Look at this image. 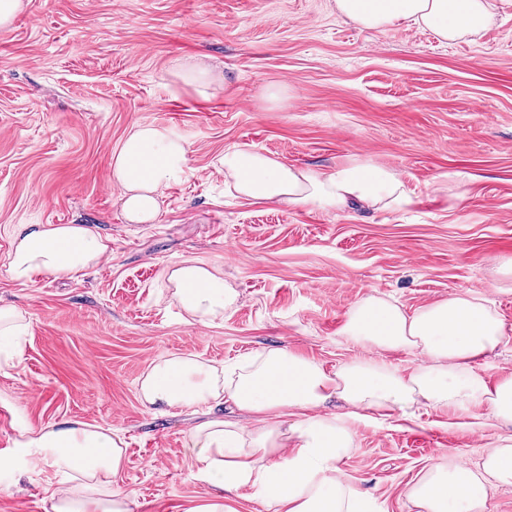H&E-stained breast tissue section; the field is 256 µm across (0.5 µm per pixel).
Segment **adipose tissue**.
<instances>
[{
    "label": "adipose tissue",
    "mask_w": 512,
    "mask_h": 512,
    "mask_svg": "<svg viewBox=\"0 0 512 512\" xmlns=\"http://www.w3.org/2000/svg\"><path fill=\"white\" fill-rule=\"evenodd\" d=\"M340 17L363 28L399 23L429 29L441 41L478 35L493 17L490 0H336ZM189 147L153 125H136L112 155V181L125 218L152 223L163 191L182 173ZM241 197L262 202L343 211L364 206L390 212L409 206L415 191L395 170L371 160L325 169L291 166L260 152L225 149L214 162ZM108 239L85 224H26L7 256L11 278L70 279L111 253ZM172 301L189 322L206 325L223 316L236 294L216 268L184 260L167 271ZM341 333L369 351L414 349L422 362L409 374L371 360L344 364L335 373L285 347L218 368L187 355L154 361L139 383L146 408L225 404L255 425L213 418L189 435L197 475L214 490L218 512L225 493L251 491L269 512H370L366 499L338 475V464L355 447V422L421 406L440 411L480 407L512 424V377L488 384L472 364L507 337L503 321L482 299L457 293L413 314L369 296L349 308ZM344 411L325 414L330 400ZM17 452L0 459V472L31 471L53 464L70 471L72 486L54 491L51 512H133L134 498L116 484L125 442L102 426L65 420L18 431ZM512 487V436L476 462L451 459L425 469L410 488L416 512H486L488 494Z\"/></svg>",
    "instance_id": "obj_1"
}]
</instances>
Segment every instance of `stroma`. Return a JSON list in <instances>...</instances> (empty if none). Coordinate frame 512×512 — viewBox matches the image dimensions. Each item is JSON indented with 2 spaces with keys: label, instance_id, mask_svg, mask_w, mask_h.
<instances>
[{
  "label": "stroma",
  "instance_id": "obj_1",
  "mask_svg": "<svg viewBox=\"0 0 512 512\" xmlns=\"http://www.w3.org/2000/svg\"><path fill=\"white\" fill-rule=\"evenodd\" d=\"M494 3L478 37L453 43L343 21L336 0H29L0 29V304L26 324L20 358L0 368V456L23 426L109 427L127 444L117 484L134 512H196L212 496L188 435L225 410H146L153 361L221 366L285 346L329 372L367 357L410 372L417 351L370 354L341 335L367 296L411 313L464 291L512 335V0ZM177 62L207 67L221 93L175 86ZM135 123L189 146L151 224L125 221L112 183ZM233 146L317 169L372 160L417 199L402 212L250 202L212 165ZM24 224H87L112 252L83 276L20 285L5 259ZM185 259L221 268L238 294L210 325L170 299L165 272ZM356 430L339 469L372 512H412L424 469L477 460L507 432L474 409L428 408ZM61 480L50 466L0 473V512H49Z\"/></svg>",
  "mask_w": 512,
  "mask_h": 512
}]
</instances>
